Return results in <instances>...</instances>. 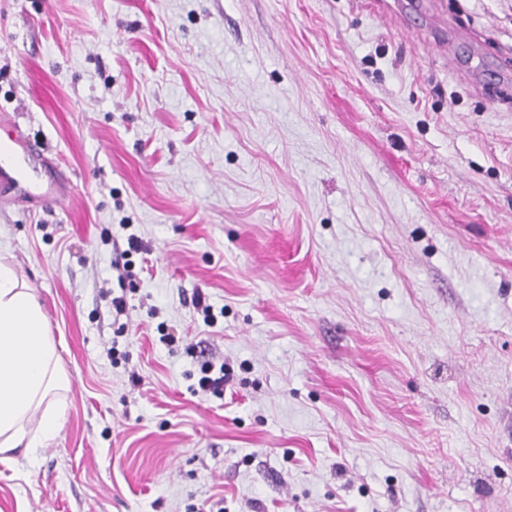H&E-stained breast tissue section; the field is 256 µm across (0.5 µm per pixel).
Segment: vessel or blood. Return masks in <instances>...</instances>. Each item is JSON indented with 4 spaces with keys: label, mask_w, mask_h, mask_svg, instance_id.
Here are the masks:
<instances>
[{
    "label": "vessel or blood",
    "mask_w": 512,
    "mask_h": 512,
    "mask_svg": "<svg viewBox=\"0 0 512 512\" xmlns=\"http://www.w3.org/2000/svg\"><path fill=\"white\" fill-rule=\"evenodd\" d=\"M69 181L37 141L21 129L15 116L0 114V202L62 204Z\"/></svg>",
    "instance_id": "b4317fda"
}]
</instances>
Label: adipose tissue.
<instances>
[{
    "instance_id": "1",
    "label": "adipose tissue",
    "mask_w": 512,
    "mask_h": 512,
    "mask_svg": "<svg viewBox=\"0 0 512 512\" xmlns=\"http://www.w3.org/2000/svg\"><path fill=\"white\" fill-rule=\"evenodd\" d=\"M69 387L40 305L0 258V456L53 440Z\"/></svg>"
}]
</instances>
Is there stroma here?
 <instances>
[{"instance_id": "stroma-1", "label": "stroma", "mask_w": 512, "mask_h": 512, "mask_svg": "<svg viewBox=\"0 0 512 512\" xmlns=\"http://www.w3.org/2000/svg\"><path fill=\"white\" fill-rule=\"evenodd\" d=\"M407 2L0 0L72 183L0 204L71 381L0 512H512V0ZM215 366L211 362H204L201 365V376L198 379V387L202 391H209L214 394H221L224 388V380L226 374L224 373V365L219 368V375L214 376Z\"/></svg>"}]
</instances>
